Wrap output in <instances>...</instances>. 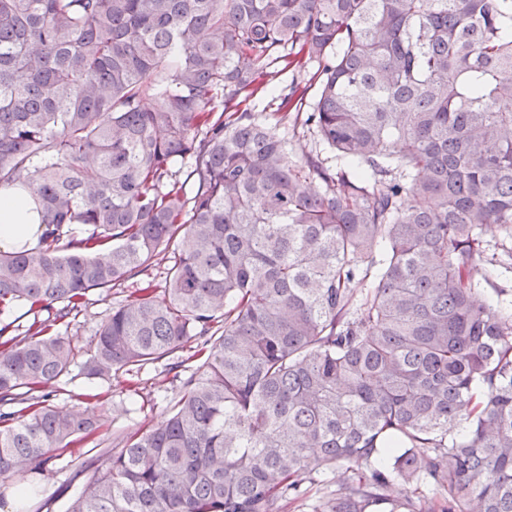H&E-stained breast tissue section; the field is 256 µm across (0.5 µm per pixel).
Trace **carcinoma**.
Wrapping results in <instances>:
<instances>
[{"mask_svg":"<svg viewBox=\"0 0 512 512\" xmlns=\"http://www.w3.org/2000/svg\"><path fill=\"white\" fill-rule=\"evenodd\" d=\"M311 66L279 109L339 167L241 108ZM6 189L42 231L0 251V313L33 314L0 326L1 481L97 435L98 396L52 402L61 327L139 277L81 374L160 363L179 392L66 512H282L307 482L311 512H512L482 273L512 240V0H0Z\"/></svg>","mask_w":512,"mask_h":512,"instance_id":"cac0c4a2","label":"carcinoma"}]
</instances>
